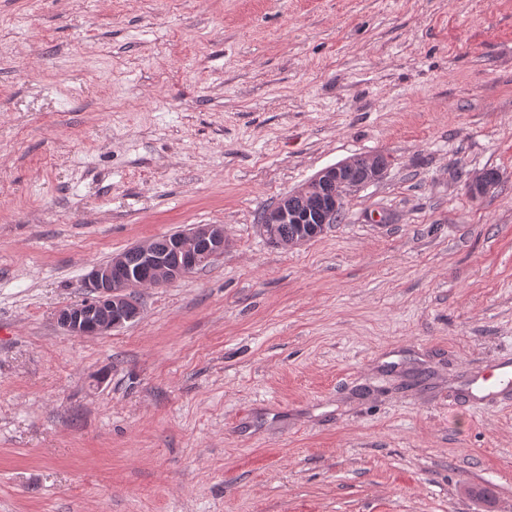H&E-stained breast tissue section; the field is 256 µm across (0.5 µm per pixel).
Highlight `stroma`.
Wrapping results in <instances>:
<instances>
[{
	"instance_id": "35a3bbf8",
	"label": "stroma",
	"mask_w": 512,
	"mask_h": 512,
	"mask_svg": "<svg viewBox=\"0 0 512 512\" xmlns=\"http://www.w3.org/2000/svg\"><path fill=\"white\" fill-rule=\"evenodd\" d=\"M194 224L223 254L134 324L57 325ZM509 362L512 0H0V512H512ZM356 169L363 173L362 177L352 180L348 173ZM383 174L384 169L377 165L372 157L359 156L337 163L318 172L305 186L294 193V196L303 199L304 205L298 208H288V202L296 201L295 198L280 201L271 211L264 210L260 214V223L263 226L267 215L263 228L266 235L274 240H276V224H279L278 235L282 239L298 234L299 229L296 224L300 225L301 234L291 241H280V245L293 246L307 241L320 234V231L326 224H329L339 207L353 191L381 179ZM326 188H332L333 195L327 205L323 204L318 207L317 192ZM271 238L269 239L274 242Z\"/></svg>"
}]
</instances>
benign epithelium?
Here are the masks:
<instances>
[{
  "label": "benign epithelium",
  "mask_w": 512,
  "mask_h": 512,
  "mask_svg": "<svg viewBox=\"0 0 512 512\" xmlns=\"http://www.w3.org/2000/svg\"><path fill=\"white\" fill-rule=\"evenodd\" d=\"M384 169L374 158L359 156L327 167L318 172L305 186L295 192L304 205L293 208L288 201L279 202L267 214L264 231L276 238L278 224H298L301 234L286 245L293 246L320 234L336 215L345 199L355 190L382 178ZM493 187L489 177L481 172L468 183L470 193L486 194ZM331 188L333 195L322 206L317 205V192ZM224 252V226L194 224L172 236L163 252L154 250L149 241L127 249L140 262L155 272L154 285L174 282L197 269L207 259ZM137 273L125 264V255L112 258L108 264L93 266L85 287L88 296L77 304L56 311V320L72 336H99L120 329L140 318L142 309L136 297Z\"/></svg>",
  "instance_id": "1"
}]
</instances>
